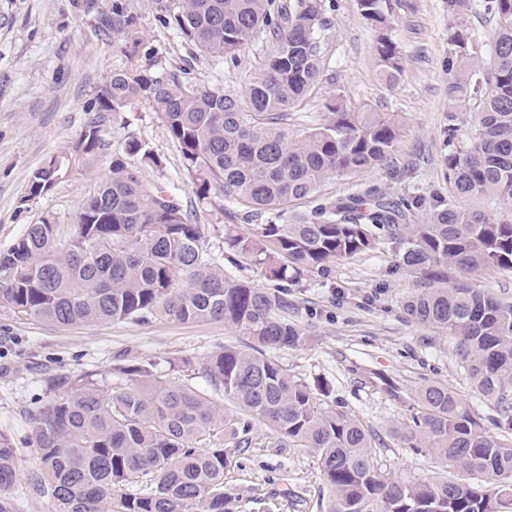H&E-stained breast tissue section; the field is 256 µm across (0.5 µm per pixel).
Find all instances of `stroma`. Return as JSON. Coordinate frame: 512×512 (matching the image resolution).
Here are the masks:
<instances>
[{
  "label": "stroma",
  "instance_id": "obj_1",
  "mask_svg": "<svg viewBox=\"0 0 512 512\" xmlns=\"http://www.w3.org/2000/svg\"><path fill=\"white\" fill-rule=\"evenodd\" d=\"M411 11L394 21L404 56L395 83L382 80L372 51L375 32L355 0H323L321 74L288 118L290 129L317 123L332 95L354 107L369 106L402 116L404 127L393 165L347 178H331L324 198L353 192L355 184L380 188L388 196L417 193L432 198L446 190L441 160L448 152L449 29L454 22L444 0H412ZM145 42L165 64L189 68L201 83L222 81L229 93L244 90L264 54L253 39L239 66L192 57L176 31L158 20L153 0H132ZM119 38L95 31L90 17L76 14L70 0H0V252L9 249L27 225L48 217L71 224L79 203L97 191L109 173L113 149L128 139L148 142L163 157L161 168L143 167L148 182L176 189L195 222L222 218L202 207L182 170L178 148L154 112L132 104L103 113L107 148L89 167L37 197L29 178L45 159L68 150L91 116V105L114 68L124 64ZM422 286L399 266L392 245L339 259L288 287L293 317L306 327L307 341L272 351V358L307 383L324 380L329 406L359 418L381 440L377 459L401 479L435 472L433 459L403 445L391 433L408 422L416 394L425 384L448 385L466 400L487 430H494L493 404L480 396L456 355L451 336L418 325L405 314V300ZM247 341L221 322L172 320L114 321L73 326L40 323L0 306V434L17 456L18 480L10 489L14 512H55L53 500L30 493L27 479L41 468L32 442L30 414L51 375H107L116 359L201 362L212 351ZM249 448L232 452L235 467L225 475L231 512H321V474L306 448L281 443L255 424Z\"/></svg>",
  "mask_w": 512,
  "mask_h": 512
}]
</instances>
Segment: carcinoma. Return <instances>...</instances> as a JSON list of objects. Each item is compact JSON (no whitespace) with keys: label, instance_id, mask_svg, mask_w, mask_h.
I'll list each match as a JSON object with an SVG mask.
<instances>
[{"label":"carcinoma","instance_id":"carcinoma-1","mask_svg":"<svg viewBox=\"0 0 512 512\" xmlns=\"http://www.w3.org/2000/svg\"><path fill=\"white\" fill-rule=\"evenodd\" d=\"M159 21L199 55L234 66L252 38L263 59L241 94L201 84L187 69L162 64L140 36L130 0H73L100 32L122 36V52L144 61L112 70L92 111L144 104L179 148L200 205L224 217L223 229L196 224L176 193L150 186L138 163L160 167L159 153L130 139L112 152L109 175L84 199L75 223L30 224L0 253V305L39 322L70 326L144 320L224 322L256 343L234 345L203 362L169 367L171 382L151 359H119L109 376H52L47 400L31 413L41 473L31 492L56 512H229L224 449L250 446L258 421L282 440L317 457L328 497L323 512H504L512 506V300L464 282L448 268L512 271V0H485L496 17L492 58H479L459 25L448 37V141L457 139L459 105L478 103V121L443 158L448 199L419 215L423 198L391 200L372 187L339 198H314L328 178L387 166L401 136L391 112L356 108L337 95L322 121L288 128V110L320 77L322 0H154ZM376 32L380 75L393 82L403 54L392 38L395 9L407 0H357ZM104 147L100 117L87 122L66 151L47 158L29 180V196L48 191ZM471 197L498 214L468 210ZM251 224L250 233L238 224ZM224 232V250L211 238ZM391 243L398 262L430 287L405 305L410 319L456 339V353L478 392L504 423L494 436L469 404L439 383L417 393L412 425L397 430L406 448L425 449L459 477L414 481L388 476L377 439L361 420L326 406L330 390L295 379L266 355L299 346L306 330L288 317V283L337 259ZM252 266L276 287L256 288L226 270ZM200 378V386L195 379ZM230 403L228 412L219 399ZM18 477L16 454L0 434V512H12L3 491Z\"/></svg>","mask_w":512,"mask_h":512}]
</instances>
